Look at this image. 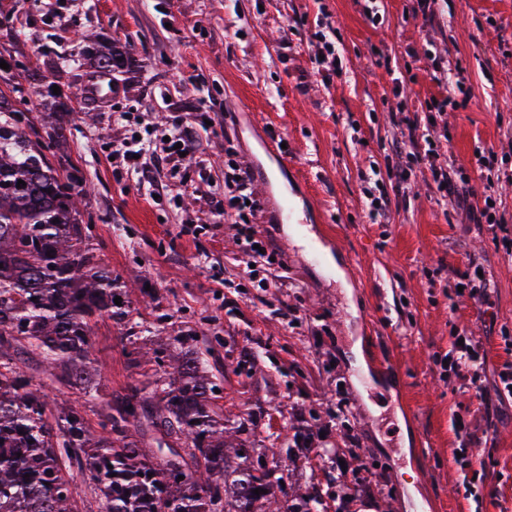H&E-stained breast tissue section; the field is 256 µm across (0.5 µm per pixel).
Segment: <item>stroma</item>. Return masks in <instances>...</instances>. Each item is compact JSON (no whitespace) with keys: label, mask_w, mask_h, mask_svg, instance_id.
I'll list each match as a JSON object with an SVG mask.
<instances>
[{"label":"stroma","mask_w":512,"mask_h":512,"mask_svg":"<svg viewBox=\"0 0 512 512\" xmlns=\"http://www.w3.org/2000/svg\"><path fill=\"white\" fill-rule=\"evenodd\" d=\"M364 0H0V59L11 67L35 126L73 107L72 133L54 148L53 162L76 164L94 190L82 208L93 219V241L128 287L126 298L148 346L179 352L189 336L218 378L214 411L224 435L265 450L293 439L283 459L289 497L320 492L326 512H512V397L498 402L492 454L473 449L459 462L452 421L470 414L482 423L474 392L446 377L434 362L447 352L453 326L473 329L487 350L482 380L499 384L512 345V260L497 228L469 223L466 209L484 192L476 150L497 154L506 171L496 197L512 217V0H444L439 23L413 19L409 0H383L378 21ZM336 28L343 77L317 72L321 22ZM105 38L123 52L113 73L115 93L98 106L86 91L88 66L72 63L82 37ZM445 51L448 71L464 94L444 117L440 152L466 179L440 201L428 171L399 188L390 119L392 70L409 74L410 109L438 87L424 67L429 45ZM389 58L376 65L377 53ZM61 91L41 94L44 83ZM214 119L200 134L209 158H187L166 171L160 200L145 199L112 168V115L128 112L139 131L160 134L193 127L201 104ZM89 110L82 120L78 111ZM285 142L290 166L268 152ZM262 170L254 188L265 233L288 267V279L256 288L239 273L234 232L211 221V204L193 194L174 199L182 183L224 178V150ZM377 166L381 184L359 171ZM394 197L383 216L370 217L367 195ZM291 199L297 223L280 211ZM201 226L180 236L182 222ZM333 241L324 261L312 239ZM492 285L481 304L455 294L469 261ZM123 325L103 317L92 328L106 388L79 394L53 380L51 401L68 399L90 412L129 384H149L154 367L134 366ZM395 364L402 380L382 376ZM251 417L253 433L238 431ZM358 448L344 470L328 469L324 449ZM484 470L474 495L464 473ZM496 496L498 506L488 505Z\"/></svg>","instance_id":"1"}]
</instances>
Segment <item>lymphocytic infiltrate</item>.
<instances>
[{"instance_id":"f902f5d3","label":"lymphocytic infiltrate","mask_w":512,"mask_h":512,"mask_svg":"<svg viewBox=\"0 0 512 512\" xmlns=\"http://www.w3.org/2000/svg\"><path fill=\"white\" fill-rule=\"evenodd\" d=\"M425 64L433 81L444 89L437 102H426L422 112L410 114L406 111L402 79L394 78L391 89L397 100L394 123L406 131L404 139L394 145L395 154L405 160L400 178L408 180L414 169L423 167L429 171L434 188L442 187L446 192L455 193L460 188L457 171L441 161L436 145L446 132L440 121L447 109L455 106L456 93L449 87L448 61L441 53H428ZM112 121L125 130L123 138L112 147L114 159L122 174L134 181L142 194H159L157 171L167 165L177 166L182 153L193 154L199 150L190 128L175 124L166 128L163 136L151 138L133 128L130 113H113ZM224 164L223 183L208 186L206 190L212 202L213 217L218 222L233 219L239 245L238 262L244 278L257 287H271L274 282L271 267L276 252L257 222L262 205L253 189L252 174L237 164L232 149H225ZM453 337L455 343L444 355L447 371L466 379L484 409L486 422H493L494 398L481 380L485 359L483 344L466 327H455Z\"/></svg>"}]
</instances>
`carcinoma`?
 <instances>
[{
	"instance_id": "cac0c4a2",
	"label": "carcinoma",
	"mask_w": 512,
	"mask_h": 512,
	"mask_svg": "<svg viewBox=\"0 0 512 512\" xmlns=\"http://www.w3.org/2000/svg\"><path fill=\"white\" fill-rule=\"evenodd\" d=\"M83 55L103 72L122 65L114 46ZM69 133L65 121L37 129L21 100L0 90V512H75L73 467L102 512H219L230 498L238 512L259 500L265 512H320L319 497L279 498L280 479L266 463L229 478L224 419L209 406L218 384L195 352L145 351L136 323L125 324L128 355L150 356L160 375L151 388L131 385L102 404L93 421L50 404L41 381L19 366L21 356L36 354L60 386L98 391L92 323L128 314L114 302L123 296L119 278L86 249L92 225L80 205L91 181L50 160ZM20 180L26 186L17 187Z\"/></svg>"
}]
</instances>
